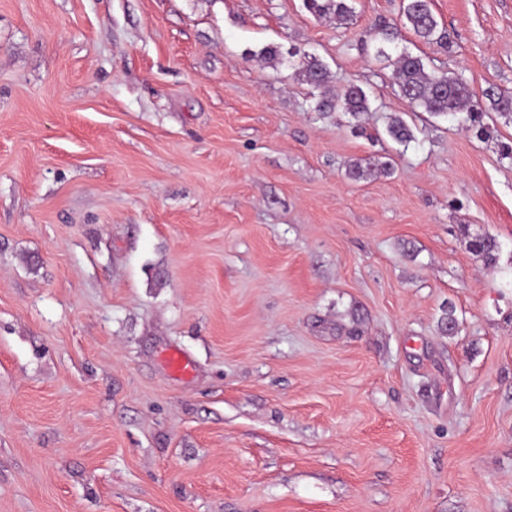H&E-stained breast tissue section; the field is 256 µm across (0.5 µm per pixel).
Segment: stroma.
<instances>
[{"mask_svg": "<svg viewBox=\"0 0 512 512\" xmlns=\"http://www.w3.org/2000/svg\"><path fill=\"white\" fill-rule=\"evenodd\" d=\"M351 5L0 0V512H512V121L394 82L512 92V0ZM306 8L315 16L321 18L333 14L338 20H348L351 8L347 0H304ZM400 21L404 28L429 44H442L439 23L431 11L429 0H403ZM399 91L416 109L432 115H464V122L477 127L482 135L481 120L484 115L482 101L458 76L448 72L427 71L421 56L403 53L396 62ZM304 80L316 90L324 89L328 75L326 65L316 57H309L303 69ZM319 100L315 104V110L325 112L327 109L336 112H346L353 117H358L370 111V101L367 93L359 86H352L336 92V95L327 97L319 92ZM385 132L391 140L400 145H406L414 140V134L410 126L401 116L388 117Z\"/></svg>", "mask_w": 512, "mask_h": 512, "instance_id": "obj_1", "label": "stroma"}]
</instances>
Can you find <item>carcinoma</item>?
<instances>
[{
    "mask_svg": "<svg viewBox=\"0 0 512 512\" xmlns=\"http://www.w3.org/2000/svg\"><path fill=\"white\" fill-rule=\"evenodd\" d=\"M306 8L321 18L333 14L344 21L351 16V8L347 0H304ZM400 21L405 28L429 44L442 42L444 35L439 33V23L431 11L429 0H403ZM328 72L326 65L318 58H309L303 69L304 80L313 88H325ZM396 78L399 91L415 109L432 115L463 116L464 122L478 128L483 133L481 120L483 106L481 98H486L490 109L502 116L512 119V94L489 89L483 97H477L468 84L458 76L447 72L427 71L422 57L411 53H403L398 57ZM346 112L354 117L370 111L367 93L359 86L343 89L332 97L320 95L315 110ZM386 134L391 140L406 145L414 140V134L401 116H390L386 123ZM473 253L486 261L494 259L497 242L490 236L477 235L470 240Z\"/></svg>",
    "mask_w": 512,
    "mask_h": 512,
    "instance_id": "cac0c4a2",
    "label": "carcinoma"
}]
</instances>
